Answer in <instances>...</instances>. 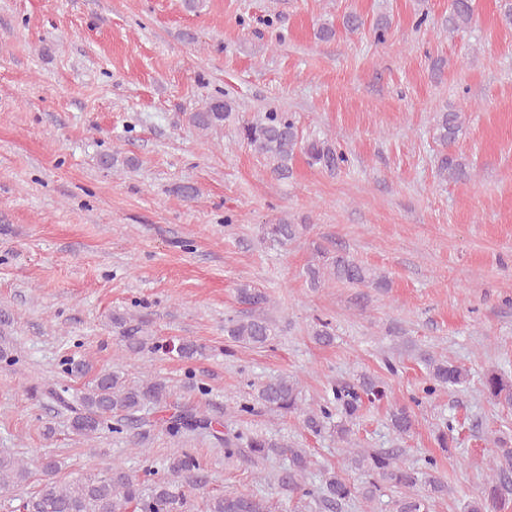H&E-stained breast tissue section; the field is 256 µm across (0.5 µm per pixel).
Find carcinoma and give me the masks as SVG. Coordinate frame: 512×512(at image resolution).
I'll return each instance as SVG.
<instances>
[{"mask_svg":"<svg viewBox=\"0 0 512 512\" xmlns=\"http://www.w3.org/2000/svg\"><path fill=\"white\" fill-rule=\"evenodd\" d=\"M474 0H449L448 31L454 32L469 25L474 17ZM233 101L225 95L213 96L197 112L185 114V120L202 130L224 126L233 117ZM459 112H437L434 116L433 138L447 148L455 142L461 131ZM238 139L254 153L261 156L270 173L279 180L292 175V165L297 155H304L311 165H319L329 171L341 168L348 162L346 154L326 139L300 136L293 114L270 111L244 121L237 127ZM468 176V164L455 153L445 152L437 165V177L442 182L458 181ZM306 224H291L281 220L265 226V234L282 244L297 239L306 231ZM305 277L313 288L336 280L366 288L387 289L389 280L378 275L347 252L331 253L318 246L315 259L307 265ZM240 314L224 320V333L243 347L263 348L278 335L276 324L267 316L268 295L259 288L247 284L236 289ZM112 328L118 332L128 355H137L154 345V337L143 324L131 326L126 317L114 314ZM316 342L329 345L335 330L332 322L318 318L312 328ZM184 360H192L202 354L201 346L183 339L166 347ZM429 385L423 392L432 396L441 390H451L469 381V372L444 359L426 361ZM61 372L70 375H87L92 364L83 356L67 352L60 360ZM482 391L489 400L505 408L512 407V377L498 370L486 372L482 379ZM46 394L58 407L71 414L73 432L87 440L96 438L102 431L122 433L130 431V444L142 448L145 439L158 426L171 436L198 430L208 431L216 439H224V457H243L253 463L272 457H285L288 466L278 471L275 480L286 494L311 497L326 512H342L356 496L367 503L365 512H377L383 490L393 488L398 492L391 501L389 512H429L428 499L412 493L419 482L424 481L433 495L448 492V484L432 475L437 466L433 457L425 459L427 472L407 467L399 455L389 450L371 448L345 449V461L360 472L362 486L355 487L338 471L327 470L320 487L307 486L305 472L308 468L306 451L288 443L269 440L261 435L247 439L239 434L221 436L223 423L193 407H182L168 415L151 420L141 415L147 407L165 408L169 403L170 390L166 382L147 377L129 382L117 371L102 369L87 386L70 391L65 386L46 389ZM387 397L384 385L374 378L363 376L357 382L334 383L329 394L315 405L302 407L301 386L294 376L283 375L262 383L254 396V403L238 406L240 413H252L255 405L280 414H300L306 429L319 435L333 417L336 435L343 439L350 432L349 424L357 419L366 403L381 401ZM394 433L409 435L416 414L407 405H394L389 413ZM489 461V474L481 491L467 504V512H501L512 501V444L498 439ZM41 478L36 489L14 507L12 512H193V492L203 489L208 475L199 461L181 448L172 450L167 465V477L145 484L128 474L121 466L113 465L101 476L84 477L65 482L57 477L58 461L51 456L42 459ZM31 472L25 460L11 455H0V489L22 486L29 482ZM204 512H277L271 500L254 495L216 494L205 500Z\"/></svg>","mask_w":512,"mask_h":512,"instance_id":"1","label":"carcinoma"}]
</instances>
